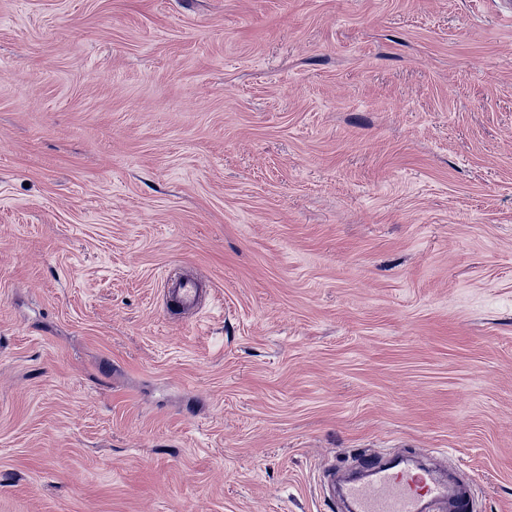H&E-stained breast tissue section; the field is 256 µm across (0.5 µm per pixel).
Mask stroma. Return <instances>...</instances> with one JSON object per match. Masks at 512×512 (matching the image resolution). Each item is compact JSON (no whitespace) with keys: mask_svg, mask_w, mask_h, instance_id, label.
<instances>
[{"mask_svg":"<svg viewBox=\"0 0 512 512\" xmlns=\"http://www.w3.org/2000/svg\"><path fill=\"white\" fill-rule=\"evenodd\" d=\"M428 449L512 512L505 0H0V512ZM200 295V282L195 278H183L167 288V304L179 311L191 312L197 309Z\"/></svg>","mask_w":512,"mask_h":512,"instance_id":"1","label":"stroma"}]
</instances>
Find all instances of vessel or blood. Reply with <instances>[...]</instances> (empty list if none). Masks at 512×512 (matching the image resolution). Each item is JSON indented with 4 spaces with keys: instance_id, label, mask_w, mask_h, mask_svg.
Instances as JSON below:
<instances>
[{
    "instance_id": "vessel-or-blood-1",
    "label": "vessel or blood",
    "mask_w": 512,
    "mask_h": 512,
    "mask_svg": "<svg viewBox=\"0 0 512 512\" xmlns=\"http://www.w3.org/2000/svg\"><path fill=\"white\" fill-rule=\"evenodd\" d=\"M201 286L184 278L167 290V303L182 312L197 309ZM359 463L366 479L346 484L340 499L346 512H422L425 502L444 504L448 512H472L475 496L468 483L448 484L434 468L420 466L397 469L368 454Z\"/></svg>"
}]
</instances>
